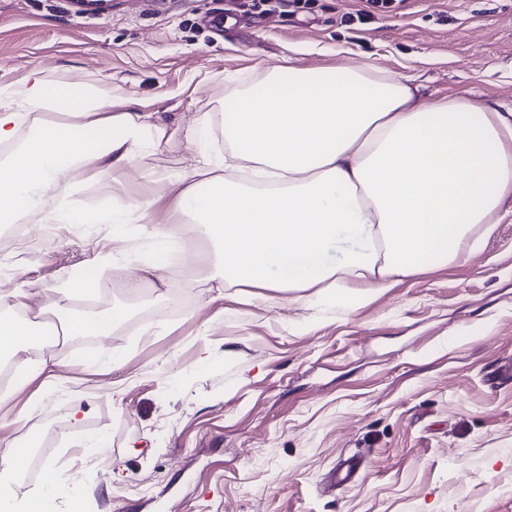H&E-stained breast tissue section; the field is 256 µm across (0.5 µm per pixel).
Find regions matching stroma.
Segmentation results:
<instances>
[{"instance_id": "1", "label": "stroma", "mask_w": 512, "mask_h": 512, "mask_svg": "<svg viewBox=\"0 0 512 512\" xmlns=\"http://www.w3.org/2000/svg\"><path fill=\"white\" fill-rule=\"evenodd\" d=\"M0 0V85L111 82L129 110L175 127L224 112L271 69L348 63L411 78L422 103L465 95L512 110V0H300L259 16L253 0ZM367 17H360V10ZM194 147L139 159L113 196L153 200L173 219L162 174L190 172ZM99 185L33 188L34 211L84 209ZM0 244V291L40 285L33 306L97 268L94 305L137 307L100 341L17 357L43 372L0 402V440L29 444L30 422L67 434L49 460L70 476L55 512H512V214L479 249L349 308L305 292L222 288L210 271L167 293L137 268L149 226L36 224ZM140 280L129 291L130 280ZM82 423L73 426L72 413ZM363 465L331 486L349 457Z\"/></svg>"}]
</instances>
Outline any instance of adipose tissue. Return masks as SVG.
Returning <instances> with one entry per match:
<instances>
[{"instance_id": "1", "label": "adipose tissue", "mask_w": 512, "mask_h": 512, "mask_svg": "<svg viewBox=\"0 0 512 512\" xmlns=\"http://www.w3.org/2000/svg\"><path fill=\"white\" fill-rule=\"evenodd\" d=\"M102 79L74 84L32 71L0 85V223L12 224L33 185L51 190L73 174L111 183L145 154L194 145L196 163L166 177L176 217L152 226L159 277L185 252L195 256L185 282L213 262L230 285L319 289L352 307L402 279L457 261L466 241L489 232L512 205V114L457 96L419 103L408 80L361 66L331 71L280 67L237 95L224 115L230 156L208 139L213 113L169 128L151 112H115ZM34 132L18 142L24 123ZM237 161L264 181L242 190L222 171ZM151 203L105 199L79 214L62 208L49 224L146 223ZM354 245L340 263L327 259L338 235ZM28 292L0 291V355L37 347L40 332L19 319ZM69 336H104L124 310L86 315L63 301L48 309Z\"/></svg>"}]
</instances>
